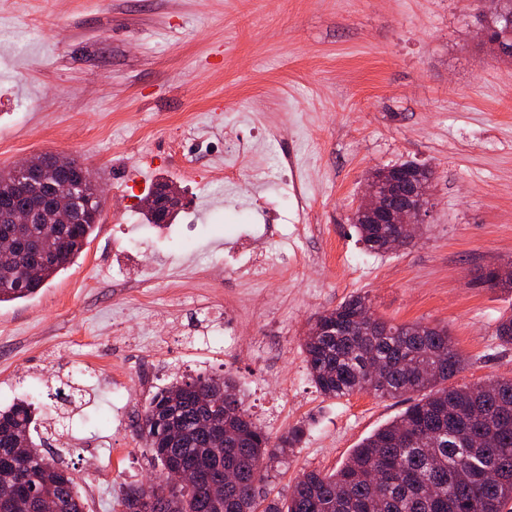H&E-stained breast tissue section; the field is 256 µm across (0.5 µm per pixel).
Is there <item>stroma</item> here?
Wrapping results in <instances>:
<instances>
[{
  "label": "stroma",
  "mask_w": 512,
  "mask_h": 512,
  "mask_svg": "<svg viewBox=\"0 0 512 512\" xmlns=\"http://www.w3.org/2000/svg\"><path fill=\"white\" fill-rule=\"evenodd\" d=\"M232 124L272 132L268 158L294 161L304 207L250 180L251 152H225ZM197 135L213 153L189 164L171 142ZM40 153L83 163L104 203L73 263L0 304V409L56 406L40 452L62 457L85 512H121L128 484L160 476L135 422L190 375H232L273 435L306 425L262 494L339 469L407 407L327 399L308 376L314 314L352 295L447 328L465 359L452 385L512 376L495 336L512 292L484 282L512 258V60L478 37L468 0H0V169ZM228 160L242 182L220 178ZM411 160L435 174L432 206L408 245L368 252L352 222L364 184ZM165 181L183 202L158 227L140 206ZM259 195L301 230L276 243L256 299L215 216Z\"/></svg>",
  "instance_id": "1"
}]
</instances>
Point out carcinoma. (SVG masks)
Instances as JSON below:
<instances>
[{"mask_svg":"<svg viewBox=\"0 0 512 512\" xmlns=\"http://www.w3.org/2000/svg\"><path fill=\"white\" fill-rule=\"evenodd\" d=\"M480 22L512 56V0H484ZM23 176L0 172V193L11 194ZM63 178L47 169L42 181L14 204L39 214L38 224H2L18 263L41 267L40 274L17 283L12 269L0 266V302L31 296L78 257L99 223L102 203L92 179L72 185L76 224L58 223L49 196ZM359 241L374 252L384 250L389 224L354 225ZM67 239L62 260L49 262L55 235ZM370 309L365 296L353 295L336 308L316 315L303 347L308 375L316 390L341 400L366 392L380 398L415 396L394 421L365 438L333 473L309 471L284 498L261 500L262 479L298 447L306 428L297 425L272 437L246 408L233 377H186L158 389L138 417L136 435L150 461L164 466L163 449H180L184 462L213 477L216 487L187 492H157L152 484L124 492L127 512H137L140 497L152 500L151 512H506L512 504V378L483 388L448 385L463 357L448 329L420 323L391 325L376 318L374 327L360 321ZM495 335L512 346V314L500 317ZM377 362L373 374L368 365ZM32 402L0 410V451L28 449L29 493L0 499V512H34L43 495L54 497L60 512H84L74 478L54 459L45 458L31 435ZM237 473L224 488L223 470Z\"/></svg>","mask_w":512,"mask_h":512,"instance_id":"1","label":"carcinoma"}]
</instances>
